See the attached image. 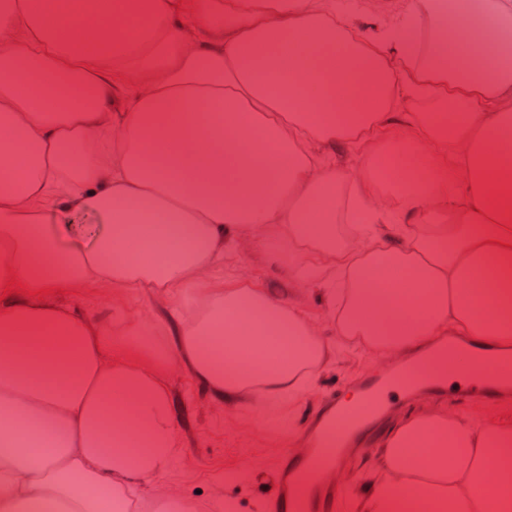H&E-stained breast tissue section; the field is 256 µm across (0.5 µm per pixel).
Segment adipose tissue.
I'll return each instance as SVG.
<instances>
[{"instance_id":"obj_1","label":"adipose tissue","mask_w":512,"mask_h":512,"mask_svg":"<svg viewBox=\"0 0 512 512\" xmlns=\"http://www.w3.org/2000/svg\"><path fill=\"white\" fill-rule=\"evenodd\" d=\"M488 9L474 29L456 0L420 66L429 0H379L371 35L335 0H0V512H100L99 491L168 472L178 372L231 409L307 395L340 338L512 348V0ZM429 90L451 106L425 133L396 103ZM355 142L390 191L349 168ZM343 182L369 215L347 246ZM256 250L280 284L248 269ZM297 288L319 317L285 301ZM135 292L154 314L124 306ZM377 458L356 512H512V401L475 423L419 398Z\"/></svg>"}]
</instances>
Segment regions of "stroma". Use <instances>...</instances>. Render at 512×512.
Masks as SVG:
<instances>
[{
    "mask_svg": "<svg viewBox=\"0 0 512 512\" xmlns=\"http://www.w3.org/2000/svg\"><path fill=\"white\" fill-rule=\"evenodd\" d=\"M375 367L359 347L342 349L338 366L321 373L313 394L299 400L271 402L259 430H251L250 405L228 410L212 402L189 377L174 380V406L183 447L177 464L162 481L180 488L196 512L230 503L234 512H271L280 456L292 447L319 397L353 384Z\"/></svg>",
    "mask_w": 512,
    "mask_h": 512,
    "instance_id": "35a3bbf8",
    "label": "stroma"
}]
</instances>
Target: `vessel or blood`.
Segmentation results:
<instances>
[{
	"mask_svg": "<svg viewBox=\"0 0 512 512\" xmlns=\"http://www.w3.org/2000/svg\"><path fill=\"white\" fill-rule=\"evenodd\" d=\"M450 342L430 346L417 355L359 378L357 402L345 405L328 395L306 420L297 448L285 451L277 471L272 512H334L341 487L336 475L349 454L363 452L375 443L397 405L391 391L407 392L411 375L425 362L450 349Z\"/></svg>",
	"mask_w": 512,
	"mask_h": 512,
	"instance_id": "b4317fda",
	"label": "vessel or blood"
}]
</instances>
